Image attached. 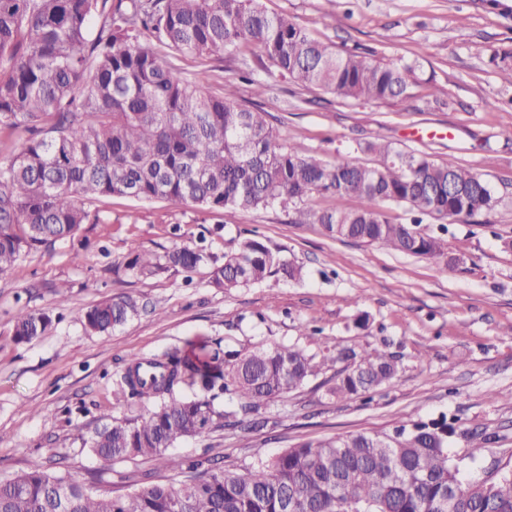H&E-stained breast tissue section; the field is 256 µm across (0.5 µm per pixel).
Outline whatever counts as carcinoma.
Masks as SVG:
<instances>
[{
	"mask_svg": "<svg viewBox=\"0 0 512 512\" xmlns=\"http://www.w3.org/2000/svg\"><path fill=\"white\" fill-rule=\"evenodd\" d=\"M222 58L256 48L282 77L344 101H390L416 83L415 65L368 61L317 41L261 0H0V132L25 133L0 154V273L33 252L74 237L98 215L102 198L165 201L200 209L256 210L292 202L299 223L449 266L447 243L395 223L387 206L468 221L499 204L489 183L450 159L370 142L379 162H326L277 143L264 113L188 81L157 47ZM324 196L332 206L320 208ZM350 198L359 201L346 207ZM213 264L210 284L230 291L280 273L303 276L257 239H244L224 263L200 247L134 254L138 279ZM138 313L119 297L89 308L90 333H105ZM51 317L22 311L14 336L30 342ZM330 387L340 399L368 397L397 380L398 361L351 349ZM318 354L297 344L237 349L216 342L199 364L177 352L133 357L116 381V404L144 405L135 418H112L89 440L104 465L164 458L182 439L238 424L318 374ZM438 425L394 434H355L286 448L243 472L212 459L175 463L185 479L155 482L127 496L93 489L41 464L0 481V512H512V472L464 485Z\"/></svg>",
	"mask_w": 512,
	"mask_h": 512,
	"instance_id": "obj_1",
	"label": "carcinoma"
}]
</instances>
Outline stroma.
Masks as SVG:
<instances>
[{"instance_id": "obj_1", "label": "stroma", "mask_w": 512, "mask_h": 512, "mask_svg": "<svg viewBox=\"0 0 512 512\" xmlns=\"http://www.w3.org/2000/svg\"><path fill=\"white\" fill-rule=\"evenodd\" d=\"M335 49L377 62L415 64L411 95L388 102L343 101L274 74L253 52L221 59L176 57L203 90H238V100L264 113L284 146L327 161L376 163L368 141L454 159L481 174L501 197L486 223L427 218L421 229L443 233L456 265L353 240L327 237L301 224L293 204L235 211L176 207L115 197L91 204L100 221L74 239L21 258L0 274V481L37 462L123 495L157 480L181 481L176 463L221 456L242 471L306 440L356 433H393L399 425L444 423L448 454L462 481L512 470V0H263ZM506 62L492 61L494 52ZM250 82H243V75ZM267 90L253 93V81ZM247 238L303 268L301 280L272 276L230 292L168 271L139 280L124 271L131 253L164 252L173 243H204L216 256ZM66 283L56 303L52 284ZM133 297L139 315L102 336L85 332L91 306ZM46 311L50 330L28 342L13 336L15 316ZM367 325H360V316ZM251 348L298 343L323 358L321 372L272 403L262 424L244 432L213 431L179 441L168 460L139 458L101 466L86 445L105 417H131L139 405L116 406L113 381L135 356L179 349L204 355L212 342ZM368 347L396 356L398 379L371 400L339 399L329 388L339 351ZM472 432L491 436L482 456L468 453Z\"/></svg>"}]
</instances>
